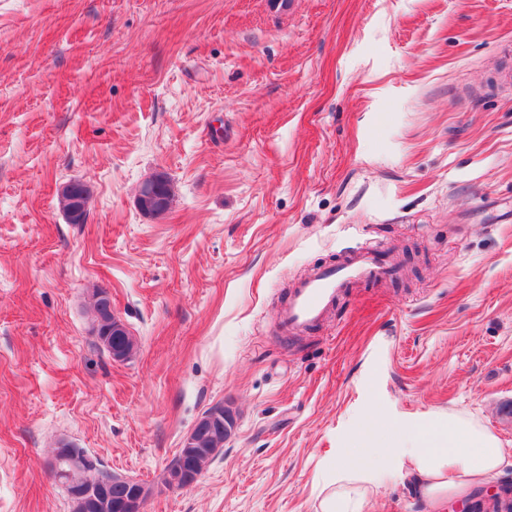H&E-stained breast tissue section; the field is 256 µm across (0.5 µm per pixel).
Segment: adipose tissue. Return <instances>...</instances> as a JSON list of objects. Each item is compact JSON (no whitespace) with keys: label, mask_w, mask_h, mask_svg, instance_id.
<instances>
[{"label":"adipose tissue","mask_w":512,"mask_h":512,"mask_svg":"<svg viewBox=\"0 0 512 512\" xmlns=\"http://www.w3.org/2000/svg\"><path fill=\"white\" fill-rule=\"evenodd\" d=\"M401 453L400 474L427 504L494 479L508 463L498 438L478 420L464 415H427L408 426L387 419L370 423L367 438L350 439L341 469L350 472L368 451L386 457Z\"/></svg>","instance_id":"1"}]
</instances>
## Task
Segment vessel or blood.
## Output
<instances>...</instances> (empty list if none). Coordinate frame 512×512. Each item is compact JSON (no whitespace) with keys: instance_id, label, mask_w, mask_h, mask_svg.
<instances>
[{"instance_id":"b4317fda","label":"vessel or blood","mask_w":512,"mask_h":512,"mask_svg":"<svg viewBox=\"0 0 512 512\" xmlns=\"http://www.w3.org/2000/svg\"><path fill=\"white\" fill-rule=\"evenodd\" d=\"M397 271L388 247L381 242L355 249L336 264L315 268L290 289L279 313L280 327L293 334L306 331L324 321L344 289L365 281L385 282Z\"/></svg>"}]
</instances>
